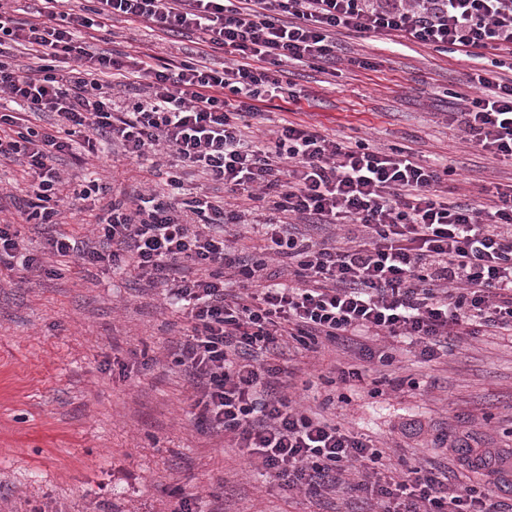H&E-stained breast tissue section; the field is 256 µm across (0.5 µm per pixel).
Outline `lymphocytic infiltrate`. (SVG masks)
I'll return each instance as SVG.
<instances>
[{
  "label": "lymphocytic infiltrate",
  "instance_id": "obj_1",
  "mask_svg": "<svg viewBox=\"0 0 512 512\" xmlns=\"http://www.w3.org/2000/svg\"><path fill=\"white\" fill-rule=\"evenodd\" d=\"M36 16L0 9V44L26 47L33 63L0 61V92L19 109L0 111V166L28 178L19 222L48 229L43 253L28 252L18 222L0 224V271L48 273L47 256L82 265L111 262L163 288L190 327L172 354L194 389L190 413L230 435L253 466L288 491L336 486L342 472L381 452L361 435L301 409L284 391L292 371L289 339L335 343L343 336H404L424 360L469 328H512V186L487 208L440 194L451 166H425L364 140L337 141L299 124L282 126L274 144L246 141L243 129L266 102L299 101L284 85L288 65H326L337 34L404 38L438 52L495 50L492 68L470 75L473 95L449 112L468 141L512 160V0H42ZM163 35L195 32L194 57L173 61L142 51L108 53L91 43L116 19ZM147 85L149 98L113 108L112 83ZM56 121L43 126L45 114ZM148 160L159 147L173 156V193L110 196L93 179L67 193L57 168L99 142ZM222 183L238 205L202 193L180 201L183 171ZM98 206L95 238L57 227L50 200ZM265 209L247 224L250 207ZM350 226L345 243L312 241L295 221ZM259 246H237L239 227ZM287 268L283 282L270 261ZM381 512H501L486 494H449L432 471L406 467L398 479L359 481Z\"/></svg>",
  "mask_w": 512,
  "mask_h": 512
}]
</instances>
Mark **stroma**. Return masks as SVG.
<instances>
[{
    "mask_svg": "<svg viewBox=\"0 0 512 512\" xmlns=\"http://www.w3.org/2000/svg\"><path fill=\"white\" fill-rule=\"evenodd\" d=\"M338 42L332 72L289 65L285 78L303 90L300 103H267V120L246 129L247 139L274 143L276 130L294 121L452 165L457 199L485 204V185H512V162L471 147L448 122L445 92H469L479 60L367 35ZM98 46L129 53L147 46L180 61L194 56L198 36L161 37L118 20ZM353 57L376 67H354ZM172 162L158 156L149 170L107 146L88 166L67 158L60 169L75 188L94 170L115 193L166 195ZM49 265L54 275L0 284V512H173L190 496L205 512H379L377 501L354 491L358 473L313 497L287 492L251 468L230 438L197 424L192 390L171 356L189 323L160 290L106 262L87 269L54 257ZM374 343L350 336L311 353L289 342L297 373L287 393L372 440L392 464L445 477L450 493L483 487L484 476L441 440L512 448V332L449 337L430 362L397 338L392 364L363 363L362 384L341 383L339 368Z\"/></svg>",
    "mask_w": 512,
    "mask_h": 512,
    "instance_id": "obj_1",
    "label": "stroma"
}]
</instances>
